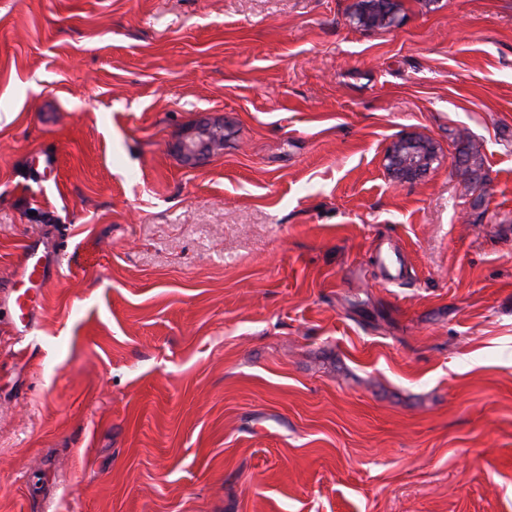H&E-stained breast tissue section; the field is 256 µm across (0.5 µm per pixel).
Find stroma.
Listing matches in <instances>:
<instances>
[{
  "label": "stroma",
  "instance_id": "stroma-1",
  "mask_svg": "<svg viewBox=\"0 0 512 512\" xmlns=\"http://www.w3.org/2000/svg\"><path fill=\"white\" fill-rule=\"evenodd\" d=\"M399 2L0 0V512H512V0ZM374 2L371 13H357L353 11L351 18L359 27L381 29L392 25L396 19L398 4L394 0H371ZM218 127L223 128V123H203L192 128L178 141V154L185 160H198L222 150L224 142L215 133ZM410 145L414 147L410 148ZM435 157V149L429 141L416 135H406L388 146L384 164L393 183L412 184L430 171ZM455 166L461 176L478 174V177H480L483 168V158L479 147L469 142L465 150L457 158Z\"/></svg>",
  "mask_w": 512,
  "mask_h": 512
}]
</instances>
